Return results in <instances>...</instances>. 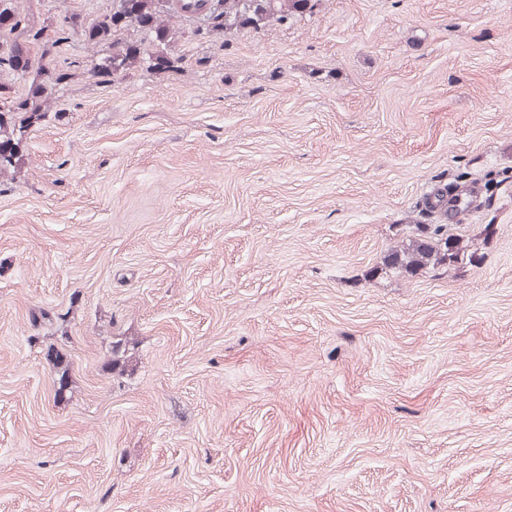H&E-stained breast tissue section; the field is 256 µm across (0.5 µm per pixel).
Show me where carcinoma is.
<instances>
[{
	"instance_id": "carcinoma-1",
	"label": "carcinoma",
	"mask_w": 512,
	"mask_h": 512,
	"mask_svg": "<svg viewBox=\"0 0 512 512\" xmlns=\"http://www.w3.org/2000/svg\"><path fill=\"white\" fill-rule=\"evenodd\" d=\"M315 0H178V4H165V0H112V14L82 29L85 39L94 44L112 41V54L106 57L96 74L107 76L120 74L140 62L148 68H172L177 60L166 49L181 36L179 29L171 25L170 12L195 14L208 11L207 33L224 29L257 28L270 22L283 24L297 15L314 8ZM12 17L9 28L0 30V37L8 38L22 25L16 0H0V16ZM136 30L148 35L155 47L151 54L141 52L139 44L117 36L122 30ZM32 69L30 48L12 41L7 52L0 55V74L27 75ZM65 79L45 69L36 71L28 93L16 107L0 112V177L15 175L27 161L23 150V138L29 127L41 121L44 113L41 105L48 100L54 87ZM438 213L439 223L424 224L418 228L415 238L401 248L389 253L386 265L392 269L415 273L430 265H448L458 261L465 252L462 238L448 232V189L437 192L434 201L428 203ZM45 359L54 372L55 397L58 399L70 391L71 362L63 348L50 344Z\"/></svg>"
}]
</instances>
